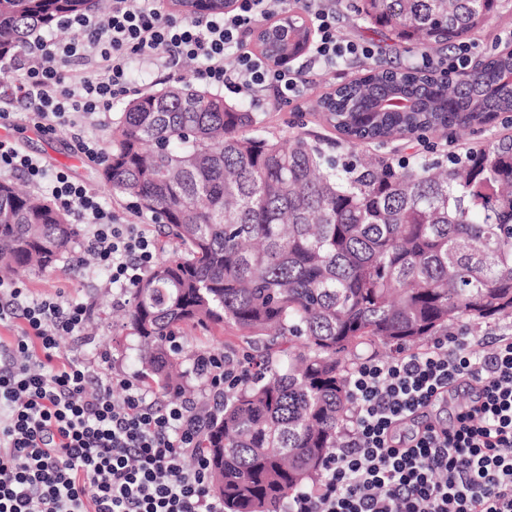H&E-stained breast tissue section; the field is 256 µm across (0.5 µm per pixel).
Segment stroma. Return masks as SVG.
<instances>
[{
    "label": "stroma",
    "mask_w": 512,
    "mask_h": 512,
    "mask_svg": "<svg viewBox=\"0 0 512 512\" xmlns=\"http://www.w3.org/2000/svg\"><path fill=\"white\" fill-rule=\"evenodd\" d=\"M336 25L345 38L372 44L376 59L384 65L409 67L421 59L420 49L408 46L392 49L364 35L365 22L350 9L347 0H342L336 8ZM471 42L474 46L471 59L475 62L512 49V0H501L497 14L489 18L483 32L472 37ZM290 66L308 71L306 92L302 97L288 101L279 100L270 93L254 101L251 110L259 119V134L283 138L302 132L311 137L336 139V131L325 122L322 112L313 109L312 101L315 96L332 92L360 74L362 62L322 71L312 69L308 55L304 54L291 61ZM0 108L11 114L10 119L0 120V140L13 141L22 152L40 158L48 172L66 171L73 181L97 192L107 210L125 222L143 225L149 235L163 240L162 227L150 213L137 208L133 197L111 195L100 178L104 159L92 160L82 153L73 130L62 127L48 133L35 126L29 119L25 102L13 95L6 82L0 84ZM82 252V239H75L69 254L64 255L54 268L21 277L20 282L34 297L60 295L69 302L90 308L91 316L84 335L62 337V351L79 353L95 362L105 361L114 372L136 374L135 338L123 318L131 296L112 287L108 273L97 268L93 259L85 261L87 277L74 273L72 259Z\"/></svg>",
    "instance_id": "stroma-1"
}]
</instances>
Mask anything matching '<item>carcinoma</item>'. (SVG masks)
<instances>
[{
	"label": "carcinoma",
	"mask_w": 512,
	"mask_h": 512,
	"mask_svg": "<svg viewBox=\"0 0 512 512\" xmlns=\"http://www.w3.org/2000/svg\"><path fill=\"white\" fill-rule=\"evenodd\" d=\"M499 0H360L361 18L441 52L479 33ZM104 0H0V58ZM311 38L288 16L258 38L292 59ZM512 50L443 80L374 64L322 96L354 148L473 128L512 113ZM258 118L185 81L131 99L101 176L163 223L165 256L131 289L127 326L147 384L178 388L170 340L234 327L261 343L252 378L201 410L224 512H278L319 473L352 414L347 377L367 347L394 354L462 324L512 315V134L446 160L330 155L319 140L257 133ZM77 225L0 178V271L40 272Z\"/></svg>",
	"instance_id": "1"
}]
</instances>
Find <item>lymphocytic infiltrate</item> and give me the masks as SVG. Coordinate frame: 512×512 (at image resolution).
<instances>
[{
    "instance_id": "f902f5d3",
    "label": "lymphocytic infiltrate",
    "mask_w": 512,
    "mask_h": 512,
    "mask_svg": "<svg viewBox=\"0 0 512 512\" xmlns=\"http://www.w3.org/2000/svg\"><path fill=\"white\" fill-rule=\"evenodd\" d=\"M287 8L288 0H237L230 12L180 25L164 17L162 0H112L107 19H66L78 39L35 43L0 61V74L12 76L48 130L109 109L125 93L134 59L164 68L194 60L213 85L250 97L272 87L289 100L303 95L302 75L270 67L244 39L258 18ZM303 8L323 69L373 57L370 46L339 34L322 0ZM72 58L93 67L68 88L63 66ZM0 170L47 185L55 204L84 224V248L113 287L134 288L155 264L156 240L121 223L66 172L46 174L7 140ZM88 319L84 305L36 298L0 279V322L18 324L10 342L0 341V512H224L210 489L202 423L187 400L159 402L137 381L61 351L60 337L82 335ZM195 363L217 398L252 374L250 361L235 355L204 353ZM460 381L474 397L452 426L430 423L397 439L402 424ZM347 385L355 411L341 447L325 455L320 479L284 498L279 512H512V333L481 357L461 332L388 360L370 356Z\"/></svg>"
}]
</instances>
